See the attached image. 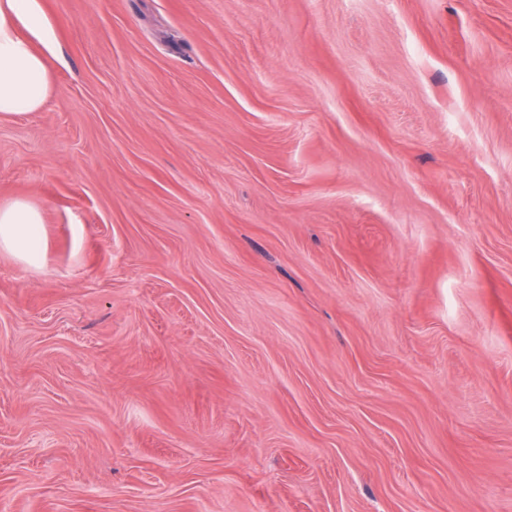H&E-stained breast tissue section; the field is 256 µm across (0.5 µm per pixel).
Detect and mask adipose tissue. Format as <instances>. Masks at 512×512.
<instances>
[{
	"mask_svg": "<svg viewBox=\"0 0 512 512\" xmlns=\"http://www.w3.org/2000/svg\"><path fill=\"white\" fill-rule=\"evenodd\" d=\"M54 32L42 0H0V117L38 111L53 91ZM0 251L40 267V209L25 200L0 205Z\"/></svg>",
	"mask_w": 512,
	"mask_h": 512,
	"instance_id": "obj_1",
	"label": "adipose tissue"
}]
</instances>
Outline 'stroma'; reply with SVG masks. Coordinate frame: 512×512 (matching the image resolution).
Wrapping results in <instances>:
<instances>
[{"label":"stroma","mask_w":512,"mask_h":512,"mask_svg":"<svg viewBox=\"0 0 512 512\" xmlns=\"http://www.w3.org/2000/svg\"><path fill=\"white\" fill-rule=\"evenodd\" d=\"M43 4L0 512H512V0Z\"/></svg>","instance_id":"obj_1"}]
</instances>
